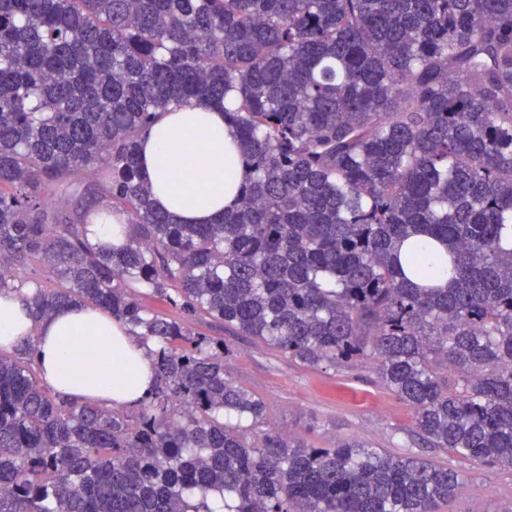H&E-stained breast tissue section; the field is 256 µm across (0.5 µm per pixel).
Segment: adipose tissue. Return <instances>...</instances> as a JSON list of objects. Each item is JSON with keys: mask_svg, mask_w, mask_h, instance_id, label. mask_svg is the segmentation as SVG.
Instances as JSON below:
<instances>
[{"mask_svg": "<svg viewBox=\"0 0 512 512\" xmlns=\"http://www.w3.org/2000/svg\"><path fill=\"white\" fill-rule=\"evenodd\" d=\"M243 175L223 110L165 112L140 137V177L152 188V203L180 223H213L233 205ZM29 339L43 380L69 398L126 409L157 385L149 344L106 312L72 306L37 323L23 296L1 294L0 347Z\"/></svg>", "mask_w": 512, "mask_h": 512, "instance_id": "obj_1", "label": "adipose tissue"}]
</instances>
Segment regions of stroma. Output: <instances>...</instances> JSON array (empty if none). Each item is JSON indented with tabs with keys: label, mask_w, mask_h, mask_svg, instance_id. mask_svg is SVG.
I'll return each instance as SVG.
<instances>
[{
	"label": "stroma",
	"mask_w": 512,
	"mask_h": 512,
	"mask_svg": "<svg viewBox=\"0 0 512 512\" xmlns=\"http://www.w3.org/2000/svg\"><path fill=\"white\" fill-rule=\"evenodd\" d=\"M226 369L266 404L265 429L318 448L358 439L456 469L462 481L443 512H512V470L477 465L441 448L422 447L411 409L379 381L371 365L307 366L252 338L224 337Z\"/></svg>",
	"instance_id": "1"
}]
</instances>
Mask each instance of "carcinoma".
Segmentation results:
<instances>
[{"label": "carcinoma", "mask_w": 512, "mask_h": 512, "mask_svg": "<svg viewBox=\"0 0 512 512\" xmlns=\"http://www.w3.org/2000/svg\"><path fill=\"white\" fill-rule=\"evenodd\" d=\"M185 105L224 109L245 167L213 224L138 174ZM92 211L126 242L93 248ZM510 226L512 0H0V292L107 312L158 376L124 411L50 394L31 341L0 353V512H441L452 469L251 436L264 402L189 323L372 364L427 446L512 468ZM414 235L445 285L398 253Z\"/></svg>", "instance_id": "obj_1"}]
</instances>
